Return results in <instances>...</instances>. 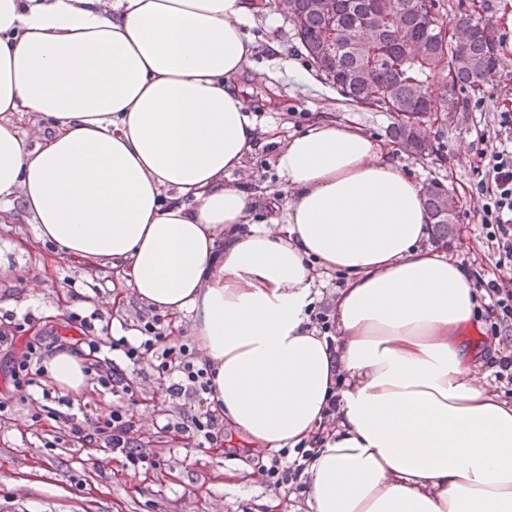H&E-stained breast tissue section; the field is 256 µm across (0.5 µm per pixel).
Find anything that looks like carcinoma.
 I'll list each match as a JSON object with an SVG mask.
<instances>
[{"label": "carcinoma", "instance_id": "cac0c4a2", "mask_svg": "<svg viewBox=\"0 0 512 512\" xmlns=\"http://www.w3.org/2000/svg\"><path fill=\"white\" fill-rule=\"evenodd\" d=\"M387 12L395 15L409 31L421 34L431 43L418 49L419 59L404 52H394L378 58L370 39L358 37L357 41L336 51L322 71V82L332 86L339 84L348 91L344 100L353 104L361 99L377 103L376 111L396 116L390 133L396 140L409 137L413 127L424 122L422 113L429 105L420 100L421 87L414 80L428 82V86L442 85L445 92L436 98V106L442 110L463 112L468 110L471 98L484 93L480 74L498 64V46L493 39L474 33L470 19L461 18L453 28L458 39L455 44L443 47L438 42L431 19L421 14L419 0H383ZM295 34L305 50L308 61L323 56V39L328 33L326 19L309 9V0H294V13L290 19ZM368 68L375 69V85L369 89L360 75ZM447 191L432 182L424 191L436 234L448 237V220L437 217Z\"/></svg>", "mask_w": 512, "mask_h": 512}]
</instances>
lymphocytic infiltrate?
Segmentation results:
<instances>
[{
  "label": "lymphocytic infiltrate",
  "mask_w": 512,
  "mask_h": 512,
  "mask_svg": "<svg viewBox=\"0 0 512 512\" xmlns=\"http://www.w3.org/2000/svg\"><path fill=\"white\" fill-rule=\"evenodd\" d=\"M498 126L506 135L498 146L480 149L473 168L469 198L486 239L487 259L498 272L492 279L477 278L475 286L483 290L481 318L491 335L512 330V112L498 113ZM99 313L72 315L69 333L52 336L50 342L34 338L22 351H15V340L25 332L22 323L0 334V347H7L8 372L14 391L25 392L37 387L43 398L54 396L52 387L43 384L46 357L56 352H75L84 358V372L93 384L125 397L133 392V378L141 374L148 356H155L153 366L172 403L191 402L195 411L164 424L160 432L171 440L198 450H220L224 447V415L212 408V370L190 344L179 348L167 346L161 331L162 316H154L140 326L137 342L114 338L108 325L100 324ZM138 419L131 407H118L105 417L83 425L72 422L67 437L70 445L95 446L120 455L130 474H139L146 456L134 438ZM311 452L297 448L295 459L272 455L263 473L270 485L291 486L303 490L304 462Z\"/></svg>",
  "instance_id": "obj_1"
}]
</instances>
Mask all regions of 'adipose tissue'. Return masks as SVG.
Segmentation results:
<instances>
[{"instance_id":"obj_1","label":"adipose tissue","mask_w":512,"mask_h":512,"mask_svg":"<svg viewBox=\"0 0 512 512\" xmlns=\"http://www.w3.org/2000/svg\"><path fill=\"white\" fill-rule=\"evenodd\" d=\"M101 3L0 0V223L22 205L62 255L190 314L215 405L252 448L321 437L309 512H512V404L471 376L478 296L429 245L420 184L320 115L275 156L294 190L284 231L273 216L238 235L258 203L224 181L257 140L235 82L252 0ZM22 112L46 123L35 145ZM321 268L346 277L333 337L308 325ZM45 366L86 385L80 356Z\"/></svg>"}]
</instances>
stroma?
<instances>
[{"label": "stroma", "instance_id": "obj_1", "mask_svg": "<svg viewBox=\"0 0 512 512\" xmlns=\"http://www.w3.org/2000/svg\"><path fill=\"white\" fill-rule=\"evenodd\" d=\"M449 21L477 13L497 25L501 35L498 77L468 111L453 122L421 126L439 145L437 156L415 158L392 149L391 158L418 184L436 180L461 199L458 222L445 240L430 238L457 262L473 263L487 252L482 229L465 192L480 149L498 145L496 116L512 110V0H443ZM246 29L255 52L238 78L256 122L257 147L242 170L228 181L248 191L274 190L290 196L273 157L289 137L319 114L362 125L371 136L389 141L395 117L347 104L336 89L315 75L291 23L269 5L252 14ZM100 312L116 336L134 334L153 310L141 302L115 269L88 270L85 263L40 241L33 220L18 213L0 224V330L28 321L31 333L58 329L69 314ZM140 430L147 457L161 465L139 476L127 475L120 457L97 448L75 449L65 435L68 408L47 411L40 390L0 412V512H307L306 496L270 486L260 466L225 459L159 440V429L175 418L152 369L134 378Z\"/></svg>", "mask_w": 512, "mask_h": 512}]
</instances>
